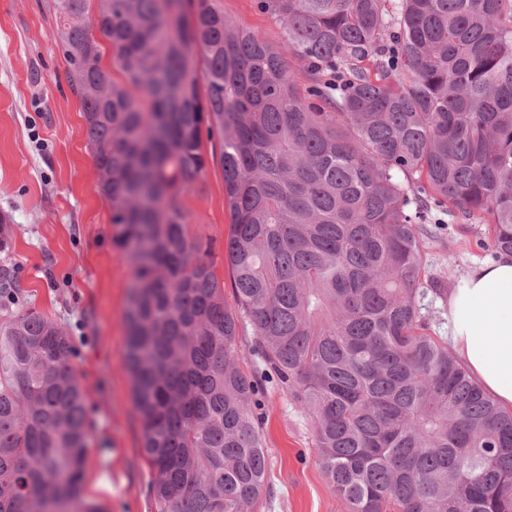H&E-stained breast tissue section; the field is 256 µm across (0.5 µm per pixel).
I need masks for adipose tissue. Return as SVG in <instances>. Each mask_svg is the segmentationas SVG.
Returning a JSON list of instances; mask_svg holds the SVG:
<instances>
[{
  "label": "adipose tissue",
  "mask_w": 512,
  "mask_h": 512,
  "mask_svg": "<svg viewBox=\"0 0 512 512\" xmlns=\"http://www.w3.org/2000/svg\"><path fill=\"white\" fill-rule=\"evenodd\" d=\"M443 314L458 359L501 409L512 410V253L469 268Z\"/></svg>",
  "instance_id": "ef3b65f1"
}]
</instances>
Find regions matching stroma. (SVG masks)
Instances as JSON below:
<instances>
[{
	"label": "stroma",
	"mask_w": 512,
	"mask_h": 512,
	"mask_svg": "<svg viewBox=\"0 0 512 512\" xmlns=\"http://www.w3.org/2000/svg\"><path fill=\"white\" fill-rule=\"evenodd\" d=\"M226 16L272 47L283 31L256 0H220ZM56 18L47 0H0V272L19 283L24 299L70 336L72 364L86 393L93 438L85 454L84 493L106 512H156L151 468L124 363L131 270L113 247L110 207L97 191V171L81 105L72 93ZM189 232L211 239L224 300L234 306L223 259L231 216L220 166L183 197ZM429 282L421 314L432 335L447 337L445 292L468 269L497 258L480 221L434 224L422 241ZM268 452L267 495L254 512H345L319 466L311 419L286 390L262 398Z\"/></svg>",
	"instance_id": "obj_1"
}]
</instances>
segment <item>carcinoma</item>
I'll list each match as a JSON object with an SVG mask.
<instances>
[{"instance_id":"1","label":"carcinoma","mask_w":512,"mask_h":512,"mask_svg":"<svg viewBox=\"0 0 512 512\" xmlns=\"http://www.w3.org/2000/svg\"><path fill=\"white\" fill-rule=\"evenodd\" d=\"M96 2L92 30L90 0L51 8L130 264L124 362L157 512H253L269 379L312 419L347 512H512V413L417 302L431 209L483 218L512 253V0H257L280 50L219 0ZM211 163L232 309L183 202ZM72 355L0 275V512H103ZM241 350V368L247 375H255L259 370L260 358L253 352L254 336L249 328L244 329L242 335L239 336L238 343Z\"/></svg>"}]
</instances>
